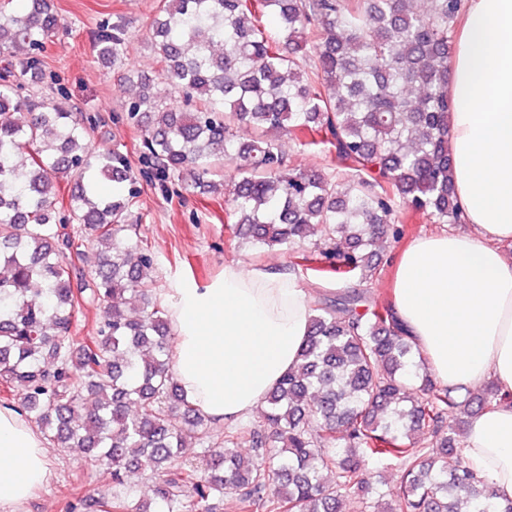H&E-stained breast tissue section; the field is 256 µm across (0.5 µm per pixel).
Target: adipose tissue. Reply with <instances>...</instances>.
I'll use <instances>...</instances> for the list:
<instances>
[{"instance_id": "adipose-tissue-1", "label": "adipose tissue", "mask_w": 512, "mask_h": 512, "mask_svg": "<svg viewBox=\"0 0 512 512\" xmlns=\"http://www.w3.org/2000/svg\"><path fill=\"white\" fill-rule=\"evenodd\" d=\"M448 151L467 230L418 237L402 252L391 306L441 384L494 383L504 399L473 415L463 455L512 499V0H468L449 62ZM173 369L219 423L246 420L298 362L312 315L292 273L228 261L208 283L166 290ZM50 478L47 449L0 407V512H19Z\"/></svg>"}]
</instances>
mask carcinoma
Returning a JSON list of instances; mask_svg holds the SVG:
<instances>
[{
  "label": "carcinoma",
  "mask_w": 512,
  "mask_h": 512,
  "mask_svg": "<svg viewBox=\"0 0 512 512\" xmlns=\"http://www.w3.org/2000/svg\"><path fill=\"white\" fill-rule=\"evenodd\" d=\"M30 2L0 10V53L36 78L61 20L50 0ZM461 11L462 0H158L148 35L162 88L121 73L140 88L125 120L186 190L215 192V168H233L232 238L309 243L321 257L309 270L368 281L380 240L405 234L401 211L462 223L448 154ZM266 14L278 20L272 33ZM127 35L121 21L101 24L98 59L121 61ZM19 90L0 80V385L21 387L17 408L45 439L112 469L99 512H223L226 500L236 512H340L342 494L366 490L371 465L401 473L396 512H512L460 453L467 421L447 419L502 395L438 385L392 309L360 294L312 308L300 362L265 398L251 458L235 432L214 438L171 370V324L147 282L154 257L127 234L138 190L125 159L91 146L90 118ZM282 133L350 174L289 167ZM103 178L129 188L100 199ZM71 181L60 217L56 191ZM92 247L95 271L76 283ZM95 305L96 335L75 336ZM415 432L429 442L407 445ZM193 443L206 453L202 472L179 461ZM133 469L150 471L143 493L126 488Z\"/></svg>",
  "instance_id": "cac0c4a2"
}]
</instances>
